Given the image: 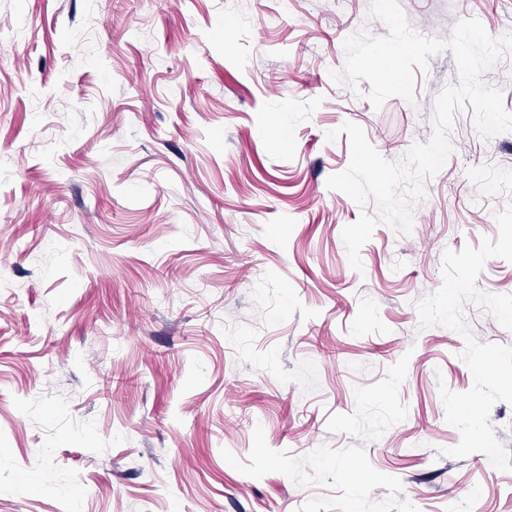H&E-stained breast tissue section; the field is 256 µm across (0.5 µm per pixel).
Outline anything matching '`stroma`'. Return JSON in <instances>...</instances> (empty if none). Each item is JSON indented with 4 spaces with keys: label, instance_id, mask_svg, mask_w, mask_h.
Instances as JSON below:
<instances>
[{
    "label": "stroma",
    "instance_id": "obj_1",
    "mask_svg": "<svg viewBox=\"0 0 512 512\" xmlns=\"http://www.w3.org/2000/svg\"><path fill=\"white\" fill-rule=\"evenodd\" d=\"M400 4L428 37L512 31V0ZM367 8L0 0V512H512V470L447 453L439 387L473 377L415 307L496 237L512 132L459 110L411 231L352 268L327 131L399 160L458 81L445 51L409 100L335 84L387 32Z\"/></svg>",
    "mask_w": 512,
    "mask_h": 512
}]
</instances>
